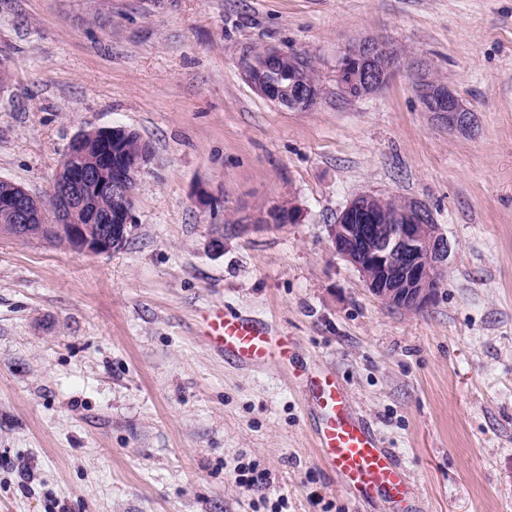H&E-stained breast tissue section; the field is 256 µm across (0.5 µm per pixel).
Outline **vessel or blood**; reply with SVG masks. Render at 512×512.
<instances>
[{"label": "vessel or blood", "mask_w": 512, "mask_h": 512, "mask_svg": "<svg viewBox=\"0 0 512 512\" xmlns=\"http://www.w3.org/2000/svg\"><path fill=\"white\" fill-rule=\"evenodd\" d=\"M201 333L226 362L254 368L294 363L288 336L268 323L217 306L201 317ZM299 385L317 416L315 442L321 459L357 499L408 494L404 469L363 419L352 414L343 384L331 372L306 375Z\"/></svg>", "instance_id": "b4317fda"}]
</instances>
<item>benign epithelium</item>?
Returning <instances> with one entry per match:
<instances>
[{"label":"benign epithelium","instance_id":"7a95c632","mask_svg":"<svg viewBox=\"0 0 512 512\" xmlns=\"http://www.w3.org/2000/svg\"><path fill=\"white\" fill-rule=\"evenodd\" d=\"M294 64L288 86L282 87L257 78L283 57ZM412 62L414 90L433 119L461 135L471 132L474 113L421 58L406 59L393 45L369 39L348 47L336 65V82L341 91L357 98L383 91L400 65ZM308 57L267 48L261 56L251 57L244 64L246 79L267 99H275L295 111L311 108L319 89L306 81ZM96 154L82 151L85 132L71 141L54 181L49 199L42 200L22 187L10 186L0 192V211L12 223L0 227L7 236H25L31 220L44 208L52 209L58 224L80 227L76 250L99 255L116 251L125 244L126 230L132 222L134 207L133 177L152 160L149 143L134 154H125L121 127L97 128ZM110 197L117 202L109 219L99 212L100 200ZM381 196L362 193L337 214L329 226L333 251L361 274L370 292L384 304L418 312L434 301L439 287L438 275L448 265V238L434 223L428 208L415 200L406 201L396 224H382L379 208Z\"/></svg>","mask_w":512,"mask_h":512}]
</instances>
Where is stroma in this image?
<instances>
[{
    "mask_svg": "<svg viewBox=\"0 0 512 512\" xmlns=\"http://www.w3.org/2000/svg\"><path fill=\"white\" fill-rule=\"evenodd\" d=\"M367 37L425 59L473 131L437 123L406 70L345 98L336 61ZM269 47L311 58L310 110L247 81ZM0 62V179L48 197L83 130L153 151L120 250L0 237V512H512V0H0ZM368 191L423 203L448 238L423 312L330 248ZM274 203L297 221L261 224ZM215 305L336 374L404 501L346 491L288 369L198 337ZM247 463L266 479L239 486Z\"/></svg>",
    "mask_w": 512,
    "mask_h": 512,
    "instance_id": "35a3bbf8",
    "label": "stroma"
}]
</instances>
